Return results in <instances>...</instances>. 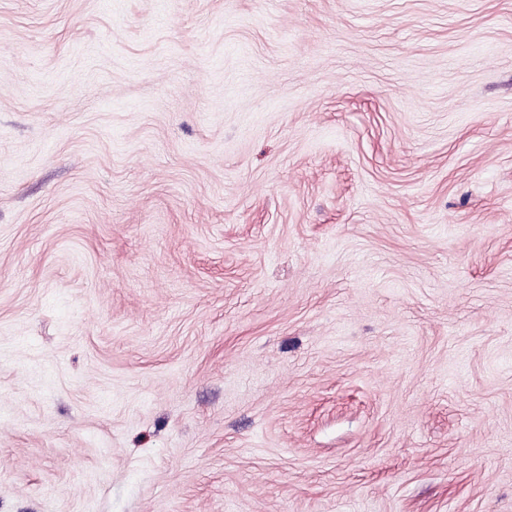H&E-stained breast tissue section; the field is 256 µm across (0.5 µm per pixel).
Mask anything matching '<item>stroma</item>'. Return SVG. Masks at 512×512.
Wrapping results in <instances>:
<instances>
[{"label": "stroma", "instance_id": "35a3bbf8", "mask_svg": "<svg viewBox=\"0 0 512 512\" xmlns=\"http://www.w3.org/2000/svg\"><path fill=\"white\" fill-rule=\"evenodd\" d=\"M0 512H512V0H0Z\"/></svg>", "mask_w": 512, "mask_h": 512}]
</instances>
